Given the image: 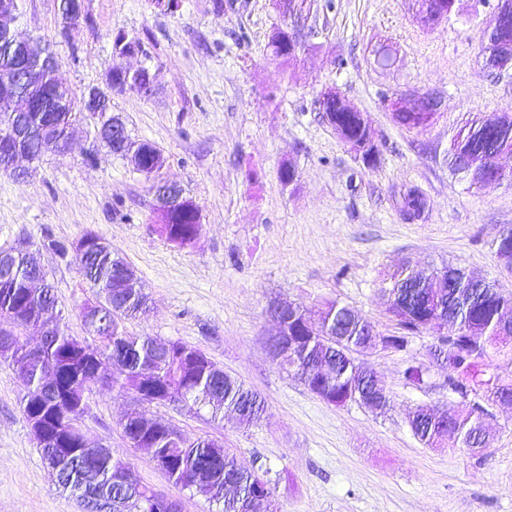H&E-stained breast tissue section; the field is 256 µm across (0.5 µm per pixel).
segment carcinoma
I'll return each mask as SVG.
<instances>
[{"instance_id":"cac0c4a2","label":"carcinoma","mask_w":512,"mask_h":512,"mask_svg":"<svg viewBox=\"0 0 512 512\" xmlns=\"http://www.w3.org/2000/svg\"><path fill=\"white\" fill-rule=\"evenodd\" d=\"M275 8L304 28V21L317 7V0H273ZM293 27H279L271 35L268 48L273 56L296 61L305 45L293 49L289 34ZM486 65L498 73L512 70V16L484 35ZM139 80L121 72L112 75L117 92L138 91ZM431 93L424 92L405 109L394 110L397 124L406 130L430 126ZM319 111L338 138L367 165H375L382 144L363 113L350 110L340 94L320 95ZM81 109L66 112H27L34 126L51 117L63 126L72 125ZM512 154V114L467 118L453 136L448 150L450 171L477 189L489 186L486 177L498 166V158ZM426 199L415 189L403 193L402 212L410 220L423 217ZM198 206L190 199L177 205L162 217L160 235L172 244L185 247L193 243ZM498 258L512 264V226H507L495 241ZM83 279L96 289L100 300L98 314L87 323L94 338L91 356L64 357V352L78 340L64 327L43 341L35 351L18 333L10 335L19 357L10 364L23 375L27 392L22 398L23 412L56 413L62 418L78 419L80 414L60 400L67 390L73 394L87 392L92 369L97 361L117 355L112 387L126 389L138 378L149 375L145 390L149 402H180L197 410L205 409L211 419L221 420L224 413L236 414L243 423L259 421L266 413L265 401L231 375L215 376L205 363L187 364L180 357L187 345L156 336H133L124 329V320L146 312L147 298L136 279H127L110 252L93 251L80 258ZM32 270L20 259L8 269L0 268V316L26 305L31 313L56 307L51 287L33 296L24 287ZM390 305L406 331L428 330L437 335L432 352L438 365L446 371L448 389L461 396L458 408L443 419L433 407L418 405L412 410L409 426L421 444L434 448L456 434L457 442L471 450L481 451L489 443L486 408L480 396L496 395L512 399V377L486 374L492 356L503 355L512 364V340L501 331L503 317L512 314V296L476 279L464 270L445 265L429 270L408 263L390 277L385 289ZM448 320V331L432 325L433 320ZM292 342L276 354L275 365L301 380L323 401L335 406L349 402L363 403L373 394L374 374L356 363L353 354L370 349L379 333H370L372 325L345 304L329 301L316 310L294 305L284 321ZM125 435L135 447L148 449L153 456L168 459L166 474L173 482L187 485L195 475V488L207 499L222 506L221 512H276L270 481L253 471L241 468L233 455L212 441L189 440L172 435L169 427L158 421L130 416L123 424ZM56 483L99 510L112 505V512H162V494L144 486L121 488L109 474L131 470L123 458L112 453L87 457L80 452L71 458H56V453L41 449ZM94 479L85 477V470Z\"/></svg>"}]
</instances>
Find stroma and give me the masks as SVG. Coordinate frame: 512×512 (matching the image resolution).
Returning <instances> with one entry per match:
<instances>
[{"label": "stroma", "mask_w": 512, "mask_h": 512, "mask_svg": "<svg viewBox=\"0 0 512 512\" xmlns=\"http://www.w3.org/2000/svg\"><path fill=\"white\" fill-rule=\"evenodd\" d=\"M87 19L63 33L59 0H18L23 30L50 46L59 79L74 92L99 86L116 67L150 64L154 91L113 93L112 110L133 140L151 142L163 164L152 175L94 148L90 121L75 126L70 149L43 157L31 176L0 167V249L28 245L52 287L68 333L86 337L81 310L95 291L76 253L47 246L93 232L135 271L149 309L126 321L135 336H157L203 352L266 400L264 417L240 426L184 404L146 403L132 391L92 383L80 425L127 459L137 479L180 501L182 512H217L205 496L175 484L123 431L130 413L212 440L238 464L266 476L277 512H512V407L488 405V448L448 440L424 447L407 423L417 405L459 406L430 350L426 331L406 350L357 354L388 388L378 415L351 402H323L269 359L275 332L267 313L277 298L311 308L337 300L384 335L397 333L385 290L402 264H450L494 281L512 295V270L493 242L512 225V181L481 190L453 176L450 141L471 114L512 113V75L484 66L482 40L496 0H457L435 28L421 25L412 0H333L309 21L297 61L273 57L272 0H182L174 14L149 0H86ZM141 38L145 54L119 58L112 36ZM396 60L379 68L375 52ZM333 87L363 112L384 143L365 165L321 117L315 102ZM431 92L438 117L425 131L398 126L392 105ZM95 163H88V155ZM291 163L293 184L279 171ZM179 185L201 214L200 235L181 248L158 233L152 186ZM428 200L421 220L400 212L406 188ZM429 367L425 386L405 381L406 363ZM26 384L0 362V512H84L52 479L27 421Z\"/></svg>", "instance_id": "35a3bbf8"}]
</instances>
